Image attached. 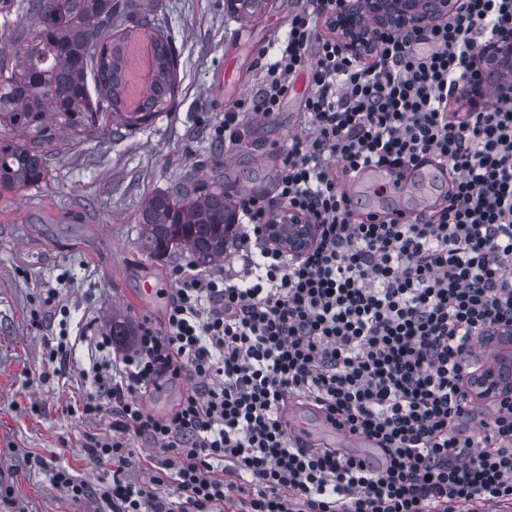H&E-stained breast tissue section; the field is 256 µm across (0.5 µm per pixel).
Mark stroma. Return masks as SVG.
Listing matches in <instances>:
<instances>
[{
	"mask_svg": "<svg viewBox=\"0 0 512 512\" xmlns=\"http://www.w3.org/2000/svg\"><path fill=\"white\" fill-rule=\"evenodd\" d=\"M298 0H269L249 24L224 11V0H156L155 17L177 54L179 87L171 111L115 133L101 120L92 135H62L49 156V177L0 197V512H94L92 499L72 498L51 483L55 469L97 483L101 467L83 445L110 434V419L83 418L79 399L93 392L83 375L87 344L54 370L49 340L60 322L86 335L107 330L113 312L132 325L161 323L167 302L137 305L144 283L166 287L188 253L164 260L141 250L139 216L152 192L205 181L224 161L229 198L270 192L278 150L300 133L304 81L279 112L251 125L245 145L220 152L209 129L224 107L256 86L259 51L288 31ZM59 292L66 318L45 306Z\"/></svg>",
	"mask_w": 512,
	"mask_h": 512,
	"instance_id": "obj_1",
	"label": "stroma"
}]
</instances>
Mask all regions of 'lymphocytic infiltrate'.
Here are the masks:
<instances>
[{
    "label": "lymphocytic infiltrate",
    "instance_id": "1",
    "mask_svg": "<svg viewBox=\"0 0 512 512\" xmlns=\"http://www.w3.org/2000/svg\"><path fill=\"white\" fill-rule=\"evenodd\" d=\"M335 5L304 0L277 60L256 61L257 87L211 129L216 147L242 144L304 80V133L282 147L273 195L235 204L234 265L177 268L163 322L144 321L126 353L90 339L100 395L82 411L108 412L112 433L85 447L112 481L93 490L60 469L52 482L96 512H512V396L480 419L463 390L475 340L512 324V89L452 109L485 47L512 36V0H460L358 58L321 30ZM429 159L454 176L438 209L353 222L344 176ZM278 210L316 225L302 255L266 239ZM174 381V412L148 413ZM295 399L372 441L383 470L293 434L282 412ZM135 437L168 453L146 481L126 469Z\"/></svg>",
    "mask_w": 512,
    "mask_h": 512
}]
</instances>
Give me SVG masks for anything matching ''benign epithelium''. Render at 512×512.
I'll list each match as a JSON object with an SVG mask.
<instances>
[{
	"label": "benign epithelium",
	"mask_w": 512,
	"mask_h": 512,
	"mask_svg": "<svg viewBox=\"0 0 512 512\" xmlns=\"http://www.w3.org/2000/svg\"><path fill=\"white\" fill-rule=\"evenodd\" d=\"M455 0H336V11L331 15L336 34L345 51L361 56L384 35L406 28L428 26L453 15ZM486 71L491 75L512 73V37L497 39L486 53ZM486 78L471 87L467 101L476 110L485 103ZM317 228L302 216L276 212L265 225L268 240L282 250L298 255L313 244ZM470 388L476 393L512 392V375L493 367H484L470 377Z\"/></svg>",
	"instance_id": "benign-epithelium-1"
}]
</instances>
